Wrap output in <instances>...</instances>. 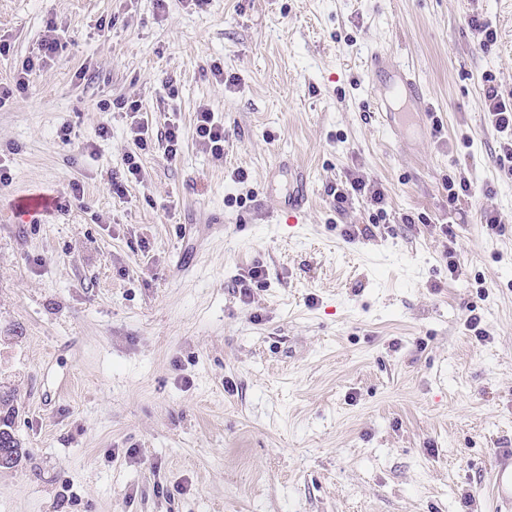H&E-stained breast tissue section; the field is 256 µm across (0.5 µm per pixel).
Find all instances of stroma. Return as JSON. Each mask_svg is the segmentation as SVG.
I'll list each match as a JSON object with an SVG mask.
<instances>
[{"instance_id": "obj_1", "label": "stroma", "mask_w": 512, "mask_h": 512, "mask_svg": "<svg viewBox=\"0 0 512 512\" xmlns=\"http://www.w3.org/2000/svg\"><path fill=\"white\" fill-rule=\"evenodd\" d=\"M475 15L497 30L484 48ZM52 24L59 52L0 108V389L27 450L0 468V512H498L512 178L483 78L512 94V0H0V82ZM379 48L427 92L406 147L367 91ZM122 97L153 134L178 120L176 157L137 151ZM202 106L223 157L196 136ZM134 151L142 179L114 195ZM281 157L277 184L306 180L293 226L267 186ZM354 176L385 193L370 237L345 234L369 199L339 213L327 194ZM462 178L474 194L451 201ZM75 181L83 200L40 223L15 207ZM196 114L195 132L199 142L214 157H223L224 142L226 141L223 123L215 121L214 112L209 108L202 107Z\"/></svg>"}]
</instances>
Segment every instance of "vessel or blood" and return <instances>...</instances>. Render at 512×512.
Returning <instances> with one entry per match:
<instances>
[{"label":"vessel or blood","mask_w":512,"mask_h":512,"mask_svg":"<svg viewBox=\"0 0 512 512\" xmlns=\"http://www.w3.org/2000/svg\"><path fill=\"white\" fill-rule=\"evenodd\" d=\"M368 93L381 125L391 131L426 116V92L416 73L384 50L372 51L367 65ZM489 487L500 512H512V448L495 453Z\"/></svg>","instance_id":"b4317fda"}]
</instances>
